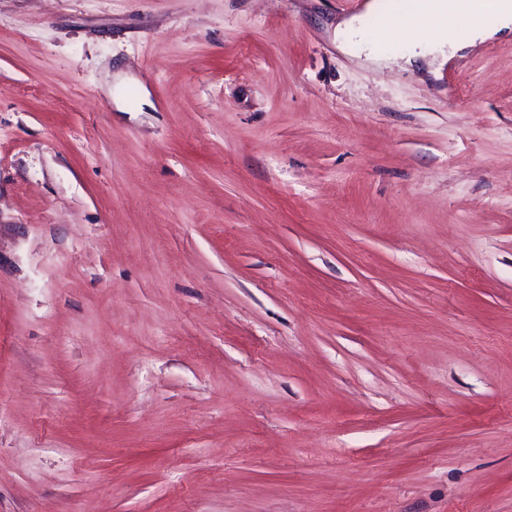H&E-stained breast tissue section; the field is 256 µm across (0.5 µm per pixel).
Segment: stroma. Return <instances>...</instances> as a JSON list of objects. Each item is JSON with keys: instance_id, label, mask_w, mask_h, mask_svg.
<instances>
[{"instance_id": "35a3bbf8", "label": "stroma", "mask_w": 512, "mask_h": 512, "mask_svg": "<svg viewBox=\"0 0 512 512\" xmlns=\"http://www.w3.org/2000/svg\"><path fill=\"white\" fill-rule=\"evenodd\" d=\"M369 0H0V512H512V33ZM455 9L456 0H444L437 11L430 8L428 0H400L399 28L386 29V33L406 38L413 47V57L443 53L446 48L454 53L463 47L456 40Z\"/></svg>"}]
</instances>
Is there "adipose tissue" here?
Returning <instances> with one entry per match:
<instances>
[{
    "instance_id": "obj_1",
    "label": "adipose tissue",
    "mask_w": 512,
    "mask_h": 512,
    "mask_svg": "<svg viewBox=\"0 0 512 512\" xmlns=\"http://www.w3.org/2000/svg\"><path fill=\"white\" fill-rule=\"evenodd\" d=\"M455 9L456 0H442L435 10L430 8L428 0H400L401 19L394 34L406 38L417 57L444 50L457 51Z\"/></svg>"
}]
</instances>
